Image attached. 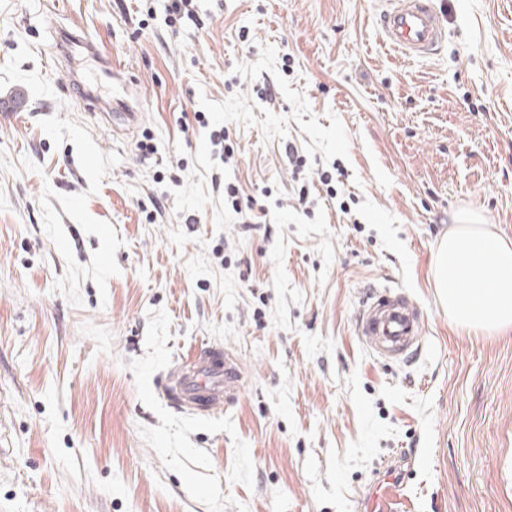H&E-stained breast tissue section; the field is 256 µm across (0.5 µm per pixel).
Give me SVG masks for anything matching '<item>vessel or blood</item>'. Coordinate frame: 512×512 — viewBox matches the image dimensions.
Listing matches in <instances>:
<instances>
[{"mask_svg": "<svg viewBox=\"0 0 512 512\" xmlns=\"http://www.w3.org/2000/svg\"><path fill=\"white\" fill-rule=\"evenodd\" d=\"M383 38L404 54L423 57L434 51L445 36L441 13L433 0H396L380 17ZM103 120L113 131L123 132L137 121L128 102L116 99ZM425 317L410 295L395 287L369 290L356 316L357 334L366 348L385 362L405 363L422 348ZM241 389V375L221 346L206 342L178 364L171 380L160 383L159 395L180 411L207 415L231 404ZM404 479L397 467H386L361 502L362 512H384L387 500L404 497Z\"/></svg>", "mask_w": 512, "mask_h": 512, "instance_id": "1", "label": "vessel or blood"}]
</instances>
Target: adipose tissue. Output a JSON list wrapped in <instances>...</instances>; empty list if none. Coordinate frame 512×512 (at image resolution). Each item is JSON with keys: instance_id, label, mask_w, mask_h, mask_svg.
<instances>
[{"instance_id": "obj_1", "label": "adipose tissue", "mask_w": 512, "mask_h": 512, "mask_svg": "<svg viewBox=\"0 0 512 512\" xmlns=\"http://www.w3.org/2000/svg\"><path fill=\"white\" fill-rule=\"evenodd\" d=\"M486 262L483 284L466 288L464 275ZM436 282L449 315L462 326L496 330L512 324V243L488 228L463 221L440 243Z\"/></svg>"}]
</instances>
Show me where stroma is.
Returning a JSON list of instances; mask_svg holds the SVG:
<instances>
[{
    "instance_id": "stroma-1",
    "label": "stroma",
    "mask_w": 512,
    "mask_h": 512,
    "mask_svg": "<svg viewBox=\"0 0 512 512\" xmlns=\"http://www.w3.org/2000/svg\"><path fill=\"white\" fill-rule=\"evenodd\" d=\"M168 5L0 0V512H359L397 460L403 512H512V326L436 286L460 217L512 239V0H436L421 59L386 0ZM60 27L133 130L52 66ZM374 285L424 311L406 365L357 335ZM203 341L243 374L207 418L153 393ZM382 37L404 54L423 57L445 36L441 13L433 0H397L380 17ZM66 38L68 40V44L71 48H81L85 50L88 54L96 55L102 64L103 74L109 79H119L118 72L113 68L112 59L110 56L103 57L102 53L95 47L91 38L85 33L82 32V35H78L77 33H72L68 30L60 29L57 32V39ZM112 112H99L103 120L112 127V132H123L130 129L137 121L139 112H136L128 102L123 99H112Z\"/></svg>"
}]
</instances>
